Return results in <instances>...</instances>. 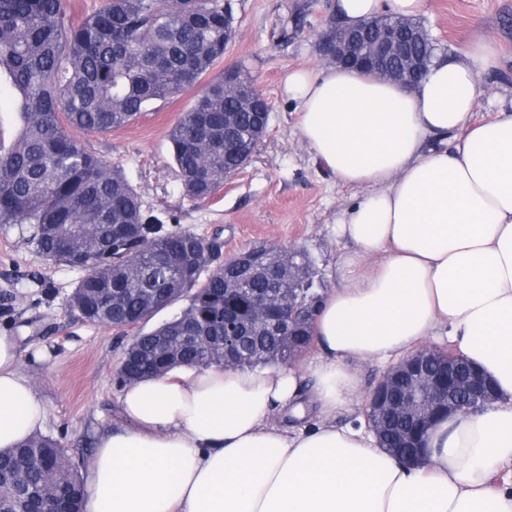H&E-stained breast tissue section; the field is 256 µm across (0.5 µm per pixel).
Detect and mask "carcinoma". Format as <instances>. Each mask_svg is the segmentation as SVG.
Instances as JSON below:
<instances>
[{
  "mask_svg": "<svg viewBox=\"0 0 512 512\" xmlns=\"http://www.w3.org/2000/svg\"><path fill=\"white\" fill-rule=\"evenodd\" d=\"M224 0H106L77 21L65 0H0V78L16 96L20 127L0 140V224H28L31 241L47 259L83 271L69 308L98 326L134 328L151 320L154 298L186 306L174 318L139 333L118 370L125 387L147 370L222 367L216 348L224 315L243 327L238 367L255 369L305 353L312 336H290L254 312L251 296L295 290L296 304L320 303L316 271L303 251L293 263L311 277L290 280L283 261L255 251L252 272L231 287L221 263L223 246L187 230L165 227L125 168L88 150L69 132L106 133L135 121L155 101L195 87L224 57ZM417 33L411 54L428 70L436 45L422 25L374 17ZM248 93L224 94V77L206 83L170 131L173 162L191 200L212 195L224 174L238 169L269 117L251 108ZM71 238L73 250L64 251ZM412 420L387 419L381 447L405 458L399 430ZM84 466L60 441L37 434L0 450V512L36 509L44 499L64 512H84Z\"/></svg>",
  "mask_w": 512,
  "mask_h": 512,
  "instance_id": "cac0c4a2",
  "label": "carcinoma"
}]
</instances>
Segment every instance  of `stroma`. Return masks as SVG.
I'll use <instances>...</instances> for the list:
<instances>
[{
    "label": "stroma",
    "instance_id": "1",
    "mask_svg": "<svg viewBox=\"0 0 512 512\" xmlns=\"http://www.w3.org/2000/svg\"><path fill=\"white\" fill-rule=\"evenodd\" d=\"M236 38L210 77L236 69L272 106L269 128L246 168L207 201L185 197L168 134L196 92L159 100L130 125L104 134L75 131L87 149L122 164L172 229L220 233L233 254L275 243L305 250L326 288L339 283L347 250L334 227L364 190L340 184L297 135L296 105L283 91L288 72L323 66L317 38L335 17V0H230ZM421 24L439 54L462 56L477 40L492 43L497 68L480 77L476 119L512 104V0H427ZM78 269L41 256L19 226L0 224V331L16 336L20 368L47 409L44 432L77 458L92 457L98 434L120 420L117 369L134 329L83 323L67 300Z\"/></svg>",
    "mask_w": 512,
    "mask_h": 512
}]
</instances>
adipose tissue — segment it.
I'll use <instances>...</instances> for the list:
<instances>
[{"label": "adipose tissue", "mask_w": 512, "mask_h": 512, "mask_svg": "<svg viewBox=\"0 0 512 512\" xmlns=\"http://www.w3.org/2000/svg\"><path fill=\"white\" fill-rule=\"evenodd\" d=\"M426 0H336L343 25L412 17ZM479 42L438 57L416 88L338 67L289 72L285 92L315 160L367 192L336 233L353 245L322 299L307 368L175 370L126 387L125 423L103 431L83 474L85 512H512V108L475 121ZM444 336L491 377L496 400L440 421L408 466L361 418L358 363H387ZM0 332V449L47 411ZM312 378L313 425L304 417Z\"/></svg>", "instance_id": "obj_1"}]
</instances>
